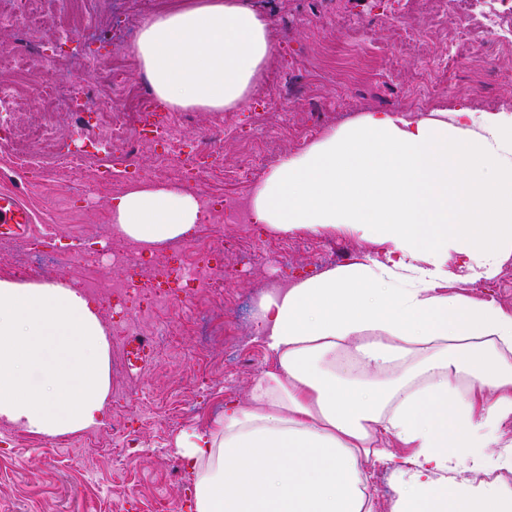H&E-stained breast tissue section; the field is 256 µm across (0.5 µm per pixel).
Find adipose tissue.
Wrapping results in <instances>:
<instances>
[{"instance_id": "1", "label": "adipose tissue", "mask_w": 512, "mask_h": 512, "mask_svg": "<svg viewBox=\"0 0 512 512\" xmlns=\"http://www.w3.org/2000/svg\"><path fill=\"white\" fill-rule=\"evenodd\" d=\"M131 53L171 111L221 112L245 101L274 45L247 0H195L145 18ZM252 220L349 231L380 254L263 299L255 334L271 367L247 400L176 439L195 512H375L385 461L390 512H512V310L448 291L449 253L473 282L512 257V114H366L271 169ZM200 221L175 183L111 202L113 232L149 246ZM110 387L93 302L0 277V420L75 433L97 423ZM397 480L386 465H377L373 481L376 512H389L390 501L395 495Z\"/></svg>"}]
</instances>
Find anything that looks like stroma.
<instances>
[{
  "label": "stroma",
  "mask_w": 512,
  "mask_h": 512,
  "mask_svg": "<svg viewBox=\"0 0 512 512\" xmlns=\"http://www.w3.org/2000/svg\"><path fill=\"white\" fill-rule=\"evenodd\" d=\"M268 20L269 36L276 48L275 65L288 73L282 92L283 110L261 129L254 113L266 105V84H256L250 96L228 112L239 139L217 142L227 170H234L244 144L269 146L268 166L284 156L305 152L309 141L298 130L319 121L320 135L356 123L370 112L417 117L408 106L409 93L420 80V63L448 53L441 28L424 29L414 49L395 45L392 25L411 21L423 8L422 0H250ZM141 0H91L77 28L50 32L43 40L46 53L80 73L86 88L102 83V72L83 67L85 56L95 51V33L111 23L112 37L125 45L134 42L141 21L154 14ZM322 68L326 78L317 96H310L296 70L298 60ZM479 82L468 76L452 84H439L435 104L456 110L512 113V52L487 38L477 64ZM35 223L55 225L53 235L27 240V248L42 260L31 279L59 276L54 256L58 249L100 243L91 276H114L112 251L123 239L112 232L111 194L78 191L65 170L33 175L31 181L14 176ZM226 253L250 238L257 258L250 274L229 275L224 283V334L201 344L190 326L205 307L186 300V291L174 289L165 309L141 304L142 333L155 336L157 327L170 323L177 329L173 343L143 369L113 378L115 390L138 389L150 408L135 406L120 412L104 409L97 424L59 440H46L13 428V440L0 452V512H110L114 501L125 499V512H192L193 477L187 469H168L176 458V437L203 419L220 412L225 400L246 399L261 371L271 365L253 328L268 280L296 281L376 253V245L339 230L320 234L298 229L285 236V249L272 251L266 242L273 231L265 225L227 223L223 226ZM454 293L492 299L512 309V258L492 281L456 282ZM121 419L139 432L136 452L115 463L100 452V442L110 440L113 419Z\"/></svg>",
  "instance_id": "stroma-1"
}]
</instances>
